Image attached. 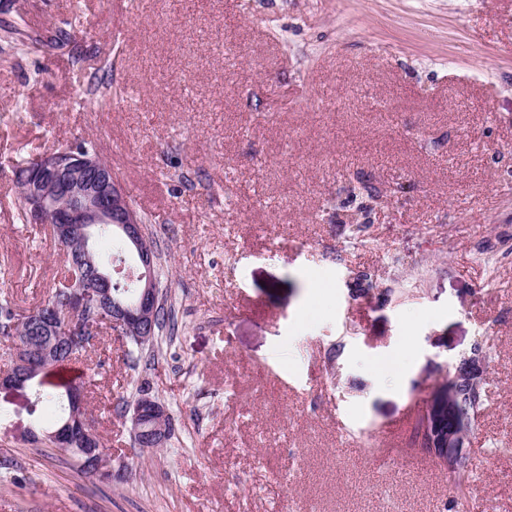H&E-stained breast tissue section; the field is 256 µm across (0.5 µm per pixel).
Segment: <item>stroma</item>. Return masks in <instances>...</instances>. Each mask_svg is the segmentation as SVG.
<instances>
[{
  "mask_svg": "<svg viewBox=\"0 0 512 512\" xmlns=\"http://www.w3.org/2000/svg\"><path fill=\"white\" fill-rule=\"evenodd\" d=\"M19 18L70 43L0 52V291L22 315L60 275L48 226L19 218L16 164L83 142L147 219L176 331L137 353L103 329L46 377L95 372L113 481L25 441L34 391L0 390V512H512V0L0 11ZM479 343L487 400L454 509L410 435ZM142 386L168 447L133 443Z\"/></svg>",
  "mask_w": 512,
  "mask_h": 512,
  "instance_id": "obj_1",
  "label": "stroma"
}]
</instances>
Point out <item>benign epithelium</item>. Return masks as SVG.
<instances>
[{
  "instance_id": "benign-epithelium-1",
  "label": "benign epithelium",
  "mask_w": 512,
  "mask_h": 512,
  "mask_svg": "<svg viewBox=\"0 0 512 512\" xmlns=\"http://www.w3.org/2000/svg\"><path fill=\"white\" fill-rule=\"evenodd\" d=\"M19 190L28 222L50 225L62 245L81 240L91 253L96 227L110 224L118 228L135 251L139 289L132 302L112 293V266L108 265L97 271V277L86 287L70 289L64 305L46 303L31 318L17 321L11 330L16 355L12 370L0 375V389L27 384L26 372L34 358L23 338L26 326L85 345L93 342L95 328L85 322L84 313L93 308L112 327L147 341L153 336L155 315L163 302V291L155 277L156 255L144 235L141 216L112 166L96 151L62 149L35 158L27 165ZM486 372V358L474 353L426 395L420 447L445 466L463 454L470 435V429L453 418L448 397L457 387L484 378ZM167 416L165 407L150 392L140 393L131 415L134 437L146 448L164 447ZM94 430L93 421L86 417L77 426L65 422L51 436L56 447L66 449L78 438L92 439Z\"/></svg>"
}]
</instances>
